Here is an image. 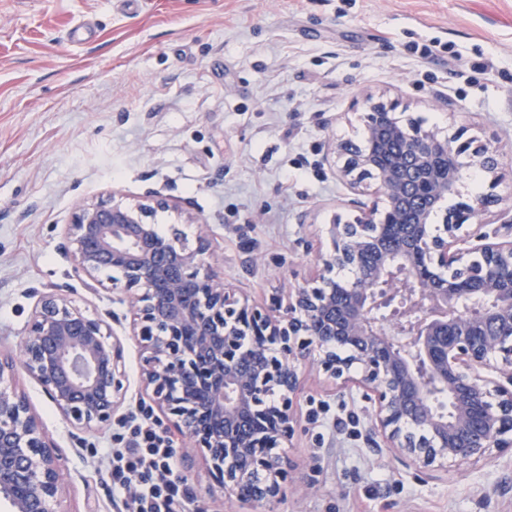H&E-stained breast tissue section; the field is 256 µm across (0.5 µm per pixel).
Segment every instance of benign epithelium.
<instances>
[{"label":"benign epithelium","instance_id":"1","mask_svg":"<svg viewBox=\"0 0 512 512\" xmlns=\"http://www.w3.org/2000/svg\"><path fill=\"white\" fill-rule=\"evenodd\" d=\"M363 106V142L327 151L359 215L333 219L318 273L267 302L224 282L204 225L192 246L178 225L161 229L157 213L179 211L166 199L112 190L67 225L83 285L133 310L142 389L227 499L281 497L291 465L276 449L293 436L292 396L311 358L336 392L371 403L368 446L424 474L512 450V203L487 193L442 208L464 168L494 188L512 170L499 146L462 140L463 127L441 136L402 123L397 100ZM368 179L383 204L356 199ZM19 369L73 429L95 432L124 397L122 347L105 319L53 288L31 310L19 357L0 353V498L10 512H64L66 457L17 388Z\"/></svg>","mask_w":512,"mask_h":512}]
</instances>
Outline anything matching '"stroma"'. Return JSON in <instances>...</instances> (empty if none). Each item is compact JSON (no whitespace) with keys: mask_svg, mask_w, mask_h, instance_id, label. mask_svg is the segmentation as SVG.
I'll return each instance as SVG.
<instances>
[{"mask_svg":"<svg viewBox=\"0 0 512 512\" xmlns=\"http://www.w3.org/2000/svg\"><path fill=\"white\" fill-rule=\"evenodd\" d=\"M83 21L93 34L73 44ZM360 95L447 134L468 125L512 165V0H0V352L58 287L111 324L127 371L111 426L93 433L17 377L67 458L64 512H123L106 450L149 404L129 306L89 293L62 248L75 207L111 190L176 202L208 225L225 280L269 300L315 271L331 216L351 215L325 155L360 133ZM301 373L272 512H512V451L426 476L368 448L360 391L334 395L312 360ZM170 443L191 471L186 512H255L210 493L187 441Z\"/></svg>","mask_w":512,"mask_h":512,"instance_id":"obj_1","label":"stroma"}]
</instances>
